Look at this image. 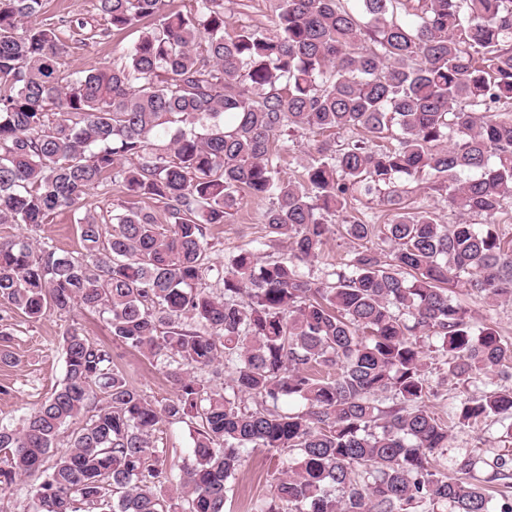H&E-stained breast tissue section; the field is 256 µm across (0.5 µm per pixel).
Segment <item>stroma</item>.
Returning <instances> with one entry per match:
<instances>
[{
  "label": "stroma",
  "instance_id": "stroma-1",
  "mask_svg": "<svg viewBox=\"0 0 512 512\" xmlns=\"http://www.w3.org/2000/svg\"><path fill=\"white\" fill-rule=\"evenodd\" d=\"M62 19H80L91 28L103 25L96 0H47L44 22L56 23ZM135 39V33L127 32L71 44V65L84 68L112 62L124 55ZM266 207V202L245 199L231 223L213 227L212 260L222 261L236 246L263 236V227L256 218ZM460 300L473 315L486 319L501 336L512 339V301L492 302L476 293L461 294ZM75 327L92 339L109 343L115 368L130 384L159 402L172 397L174 388L160 371L136 350L113 341L104 316L76 308L67 314L54 313L33 321L11 310L7 313V328L11 334L9 348L17 364L13 367L0 365V422L18 424L60 384L64 374L60 341L67 330ZM502 437L503 429L494 419L475 427L456 428L450 433L448 451L453 454L465 448H494ZM287 459L284 451L255 449L230 482L225 512H250L256 499L270 493Z\"/></svg>",
  "mask_w": 512,
  "mask_h": 512
}]
</instances>
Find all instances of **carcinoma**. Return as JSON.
Returning <instances> with one entry per match:
<instances>
[{"mask_svg": "<svg viewBox=\"0 0 512 512\" xmlns=\"http://www.w3.org/2000/svg\"><path fill=\"white\" fill-rule=\"evenodd\" d=\"M45 2L0 0V224L33 232L108 181L128 201L109 224L75 218L76 254L0 238V301L34 321L108 314L174 394L149 399L68 330L60 387L0 424V496L30 479L28 512H225L229 479L265 448L288 463L253 512H512L477 476L511 484V449L448 457L453 428L495 418L512 439V387L493 382L512 342L453 298L511 301L512 239L446 224L404 187L426 180L488 218L512 208V0H270L269 27L232 34L228 0H97L100 35H139L121 61L84 69L66 62V35L87 23L43 24ZM292 131L313 136L297 179L282 175ZM374 192L394 207L387 224L348 211ZM246 197L269 201L265 235L224 258L220 292L198 287L211 228ZM336 214L353 249L315 279L301 264ZM271 242L286 253L264 260ZM431 352L456 384L491 388L443 419ZM176 422L193 446L167 467L155 433Z\"/></svg>", "mask_w": 512, "mask_h": 512, "instance_id": "obj_1", "label": "carcinoma"}]
</instances>
